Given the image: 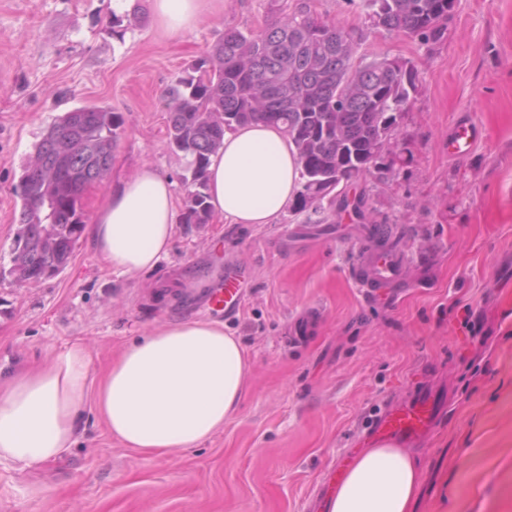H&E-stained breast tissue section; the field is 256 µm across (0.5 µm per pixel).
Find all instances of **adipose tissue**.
Here are the masks:
<instances>
[{
  "label": "adipose tissue",
  "instance_id": "obj_1",
  "mask_svg": "<svg viewBox=\"0 0 512 512\" xmlns=\"http://www.w3.org/2000/svg\"><path fill=\"white\" fill-rule=\"evenodd\" d=\"M207 0H151L169 34L194 28ZM301 163L282 128L262 123L225 133L209 159L212 214L229 224H270L296 196ZM178 222L173 182L142 164L111 189L86 234L123 275L156 270ZM247 374L245 353L222 325L176 322L134 340L102 378L97 410L110 434L145 451L185 450L223 428ZM91 383L87 346L75 342L49 365L0 374V465L26 468L68 453ZM420 479L415 457L389 443L350 466L330 512H412Z\"/></svg>",
  "mask_w": 512,
  "mask_h": 512
}]
</instances>
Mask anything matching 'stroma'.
<instances>
[{
    "mask_svg": "<svg viewBox=\"0 0 512 512\" xmlns=\"http://www.w3.org/2000/svg\"><path fill=\"white\" fill-rule=\"evenodd\" d=\"M306 2L358 30L359 57L418 71L390 150L349 189L365 196L364 220L289 209L272 224L181 221L159 268L135 277L83 236L62 273L22 285L8 273L20 178L45 128L82 106L122 117L85 222L146 162L184 207L188 159L168 144L164 92L225 25L261 28L269 0H212L181 35L147 0H0V368L80 341L97 376L132 339L196 320L222 324L248 362L236 411L190 450L126 447L87 401L68 454L0 466V512H312L333 466L378 445L380 415L420 396L436 419L408 447L421 469L414 512H512V0H455L443 40L427 45L374 29L367 0ZM463 117L481 137L455 160L448 135ZM383 230L400 242L399 280L362 287ZM229 271L246 293L219 317L206 296Z\"/></svg>",
    "mask_w": 512,
    "mask_h": 512,
    "instance_id": "obj_1",
    "label": "stroma"
}]
</instances>
